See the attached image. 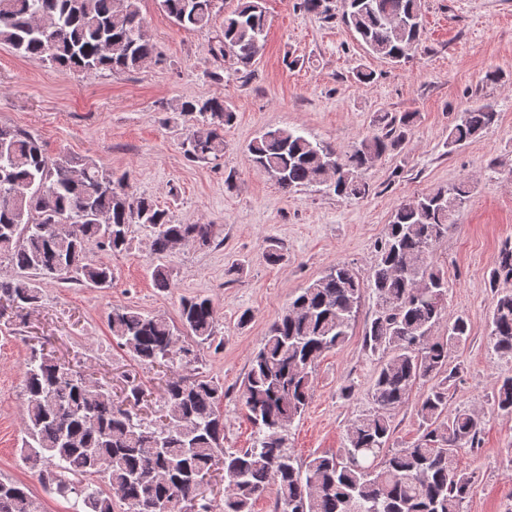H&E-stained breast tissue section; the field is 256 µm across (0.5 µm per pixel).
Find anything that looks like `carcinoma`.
Instances as JSON below:
<instances>
[{
    "label": "carcinoma",
    "instance_id": "cac0c4a2",
    "mask_svg": "<svg viewBox=\"0 0 512 512\" xmlns=\"http://www.w3.org/2000/svg\"><path fill=\"white\" fill-rule=\"evenodd\" d=\"M182 29L208 26L217 0H158ZM265 0H243L224 16L222 40L212 52L231 66L250 67L265 44ZM299 8L339 19L369 54L393 64L418 50L423 0H300ZM0 43L23 57L61 70L133 72L160 57L141 16L140 0H0ZM196 118L182 142L193 161L224 154V127L235 112L220 97L184 98L169 106ZM490 105L460 113L448 133L453 149L482 134L496 120ZM413 114L392 117L384 130L365 136L341 154L297 130L265 131L248 150L254 165L285 192L320 185L345 198L369 191L361 173L404 139ZM474 186L463 181L401 204L377 245L369 287L378 309L363 341L387 358L372 384L373 410L351 421L337 453L302 462L288 448V432L311 399L317 360L344 345L361 305L364 283L338 263L295 295L269 326L253 356L242 398L253 428L248 448H224V385L204 375L173 371L189 365L195 349L215 341L218 309L209 298L184 299L181 327L162 315L115 308L112 338L142 365L168 369L162 405L153 419L137 408L146 389L126 376L122 400L106 385L31 348L24 367L25 417L21 454L42 484L74 497L75 512H115L116 501L134 512H215L205 493L221 474L220 512H253L256 500L275 490V512H465L472 476L458 469L455 452L479 442L480 422L470 410L448 416L452 352L469 336L457 316L434 335L448 288V274L433 260L437 244L457 224ZM150 230L156 288H171L166 259L178 246L212 241L210 224H175L147 197L129 192L127 177L91 158H49L26 130L0 125V264L16 275L0 278V312L33 308L39 284L57 279L84 285L112 283V270L92 259L96 250L122 252L130 228ZM512 249L504 248L489 286L497 299L489 322L495 351L512 358ZM419 383L430 387L417 406L423 434L393 450L392 417ZM494 410L512 415V377L497 381ZM0 512H37L28 487L0 480Z\"/></svg>",
    "mask_w": 512,
    "mask_h": 512
}]
</instances>
